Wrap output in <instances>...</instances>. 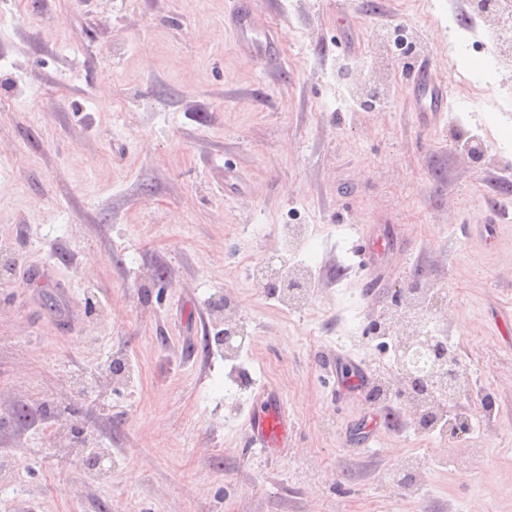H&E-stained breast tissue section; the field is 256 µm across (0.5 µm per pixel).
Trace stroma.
Listing matches in <instances>:
<instances>
[{"instance_id": "obj_1", "label": "stroma", "mask_w": 512, "mask_h": 512, "mask_svg": "<svg viewBox=\"0 0 512 512\" xmlns=\"http://www.w3.org/2000/svg\"><path fill=\"white\" fill-rule=\"evenodd\" d=\"M367 1L251 0L282 33L266 66L227 27L233 0H0V261L42 272L0 278V512H404L409 494L512 512V218H492L512 204V56L469 0ZM419 57L452 89L436 128L408 99ZM257 266L308 270L307 301L282 305ZM418 271L415 330L490 398L460 399L473 426L441 442L342 376H397L372 324ZM214 296L248 333L230 361ZM266 390L294 423L272 457L247 430ZM50 406L87 443L49 439Z\"/></svg>"}]
</instances>
